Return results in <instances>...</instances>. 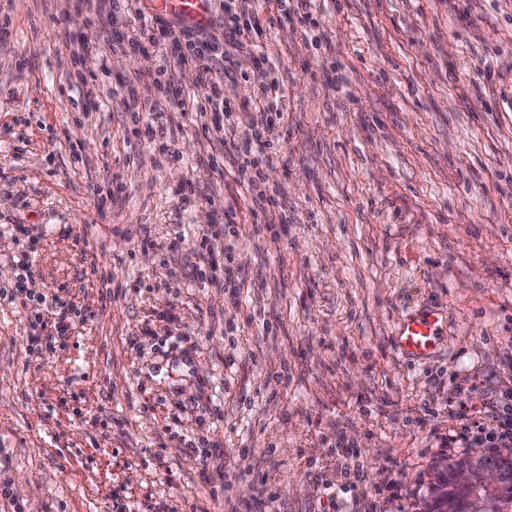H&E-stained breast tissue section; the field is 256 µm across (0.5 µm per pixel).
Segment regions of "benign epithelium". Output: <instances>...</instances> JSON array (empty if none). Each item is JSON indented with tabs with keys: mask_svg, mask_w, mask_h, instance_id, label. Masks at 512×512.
I'll list each match as a JSON object with an SVG mask.
<instances>
[{
	"mask_svg": "<svg viewBox=\"0 0 512 512\" xmlns=\"http://www.w3.org/2000/svg\"><path fill=\"white\" fill-rule=\"evenodd\" d=\"M493 463L490 454L481 449H471L453 466L448 461L438 465L444 481L437 486L430 512H494L500 506L508 510L506 499L512 489V444L503 446L495 453Z\"/></svg>",
	"mask_w": 512,
	"mask_h": 512,
	"instance_id": "benign-epithelium-1",
	"label": "benign epithelium"
}]
</instances>
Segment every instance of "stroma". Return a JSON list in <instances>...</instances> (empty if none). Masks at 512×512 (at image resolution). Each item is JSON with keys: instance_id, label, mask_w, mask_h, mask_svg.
Here are the masks:
<instances>
[{"instance_id": "1", "label": "stroma", "mask_w": 512, "mask_h": 512, "mask_svg": "<svg viewBox=\"0 0 512 512\" xmlns=\"http://www.w3.org/2000/svg\"><path fill=\"white\" fill-rule=\"evenodd\" d=\"M112 3L0 0V512H419L512 392V0ZM152 10L183 17L187 20H200L206 12L209 0H145ZM441 318V314L433 310L403 318L393 336L397 352L415 361L425 360L436 353L442 337Z\"/></svg>"}]
</instances>
